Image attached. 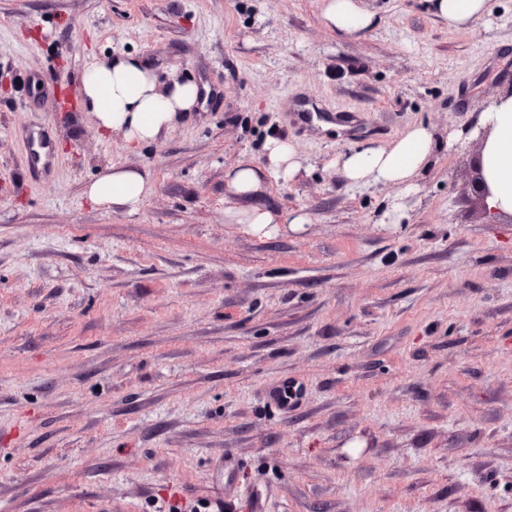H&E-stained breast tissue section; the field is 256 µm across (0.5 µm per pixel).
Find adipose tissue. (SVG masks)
Returning <instances> with one entry per match:
<instances>
[{"label":"adipose tissue","mask_w":512,"mask_h":512,"mask_svg":"<svg viewBox=\"0 0 512 512\" xmlns=\"http://www.w3.org/2000/svg\"><path fill=\"white\" fill-rule=\"evenodd\" d=\"M433 11L454 28H468L489 13V0H434ZM324 25L330 31L357 37L368 30L373 16L362 0H325ZM78 90L85 110L101 134L123 132L129 149L171 131L183 114L193 111L202 97L194 83L175 81L159 90L150 66L127 55L93 61L81 72ZM480 124L488 135L480 153V170L487 189L485 204L494 216L512 215V96L503 97L482 112ZM434 136L425 126L409 129L386 147H365L341 154L336 167L354 185L395 184L411 190L426 167ZM264 168L241 162L228 168L224 183L235 197L251 198L263 175L291 181L303 170L295 148L269 140ZM152 184L139 168L115 165L87 185L85 194L95 205L115 212L136 213Z\"/></svg>","instance_id":"adipose-tissue-1"}]
</instances>
